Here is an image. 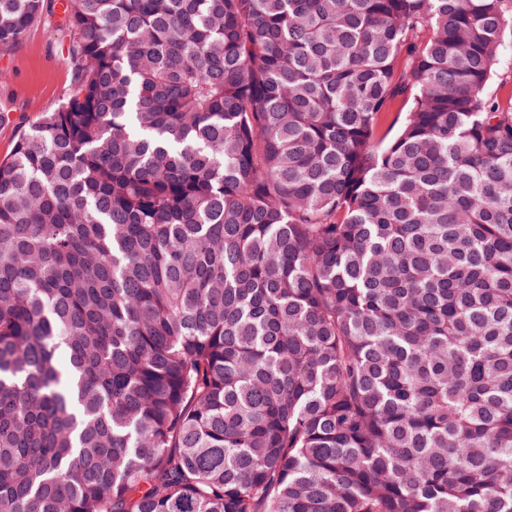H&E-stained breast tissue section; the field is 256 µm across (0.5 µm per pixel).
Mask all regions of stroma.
Masks as SVG:
<instances>
[{"label":"stroma","instance_id":"35a3bbf8","mask_svg":"<svg viewBox=\"0 0 512 512\" xmlns=\"http://www.w3.org/2000/svg\"><path fill=\"white\" fill-rule=\"evenodd\" d=\"M44 13L11 53L0 56V159L12 151L21 132L66 97L72 72L66 42L58 32L60 0H47Z\"/></svg>","mask_w":512,"mask_h":512}]
</instances>
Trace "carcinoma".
I'll list each match as a JSON object with an SVG mask.
<instances>
[{
	"label": "carcinoma",
	"instance_id": "1",
	"mask_svg": "<svg viewBox=\"0 0 512 512\" xmlns=\"http://www.w3.org/2000/svg\"><path fill=\"white\" fill-rule=\"evenodd\" d=\"M58 31L0 161V512H512V0ZM502 57L503 64L499 75L491 85V91L501 96H510L512 93V42L510 38H507L503 45Z\"/></svg>",
	"mask_w": 512,
	"mask_h": 512
}]
</instances>
